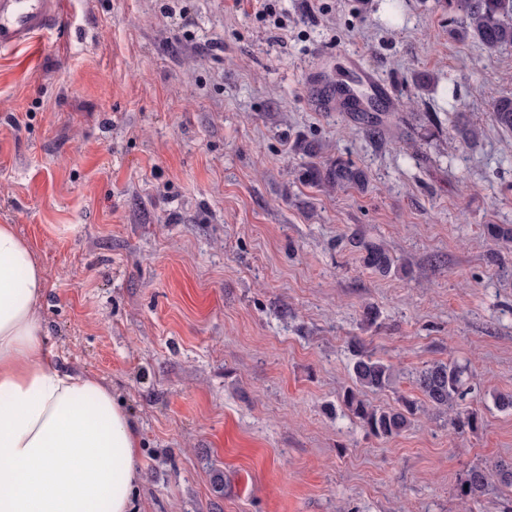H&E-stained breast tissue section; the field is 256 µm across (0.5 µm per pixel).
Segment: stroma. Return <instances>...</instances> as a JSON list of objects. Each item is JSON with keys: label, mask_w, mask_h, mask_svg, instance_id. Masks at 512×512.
Wrapping results in <instances>:
<instances>
[{"label": "stroma", "mask_w": 512, "mask_h": 512, "mask_svg": "<svg viewBox=\"0 0 512 512\" xmlns=\"http://www.w3.org/2000/svg\"><path fill=\"white\" fill-rule=\"evenodd\" d=\"M269 3L60 0L64 31L0 52V224L45 270L49 357L135 421L134 512H503L512 492L459 482L512 461L493 404L512 392V272L490 260L512 242L484 232L512 224V133L491 118L512 46L451 38L437 0ZM353 54L393 89L381 145L319 105ZM299 139L367 190L308 184ZM355 231L404 272L366 269ZM356 341L394 370L377 406L469 364L478 429L421 410L370 434L340 399Z\"/></svg>", "instance_id": "35a3bbf8"}]
</instances>
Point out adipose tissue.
<instances>
[{"label":"adipose tissue","instance_id":"obj_1","mask_svg":"<svg viewBox=\"0 0 512 512\" xmlns=\"http://www.w3.org/2000/svg\"><path fill=\"white\" fill-rule=\"evenodd\" d=\"M47 281L0 225V512H132L140 438L111 388L44 348Z\"/></svg>","mask_w":512,"mask_h":512}]
</instances>
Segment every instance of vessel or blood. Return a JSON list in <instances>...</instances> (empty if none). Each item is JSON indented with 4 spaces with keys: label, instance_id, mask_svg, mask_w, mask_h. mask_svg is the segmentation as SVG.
<instances>
[{
    "label": "vessel or blood",
    "instance_id": "1",
    "mask_svg": "<svg viewBox=\"0 0 512 512\" xmlns=\"http://www.w3.org/2000/svg\"><path fill=\"white\" fill-rule=\"evenodd\" d=\"M62 22L60 0H0V51L30 45ZM350 63L358 82L343 85L342 92L359 110H368L371 101L391 98V88L363 67L358 57H351Z\"/></svg>",
    "mask_w": 512,
    "mask_h": 512
}]
</instances>
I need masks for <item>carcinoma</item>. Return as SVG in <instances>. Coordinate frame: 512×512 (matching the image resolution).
Listing matches in <instances>:
<instances>
[{"mask_svg":"<svg viewBox=\"0 0 512 512\" xmlns=\"http://www.w3.org/2000/svg\"><path fill=\"white\" fill-rule=\"evenodd\" d=\"M448 11L455 14L450 19L452 37L465 41L474 39L487 52H494L504 45H512V0H445ZM492 119L504 131L512 132V96L496 99L491 107ZM385 112H376L360 118L368 136L374 138L387 121ZM453 133L468 148L478 145L481 130L474 125H457ZM306 179L329 191L357 189L368 186V173L350 161L338 158L324 166L307 164ZM351 245L360 251L364 266L380 276L398 271L395 258L381 244L368 242L358 234L351 237ZM353 386L343 394V403L375 437L390 439L406 431L419 405L417 401L402 397L397 407H377L364 398L366 391H383L394 380L392 367L354 351L352 363ZM417 388L424 397V404L437 411L454 413V427L460 431L478 428V415L462 406L472 387L468 368L456 361L437 362L421 370L415 378ZM504 488L512 489V463L500 461L493 467H469L460 478V493L469 498L482 495L491 480Z\"/></svg>","mask_w":512,"mask_h":512,"instance_id":"carcinoma-1","label":"carcinoma"}]
</instances>
